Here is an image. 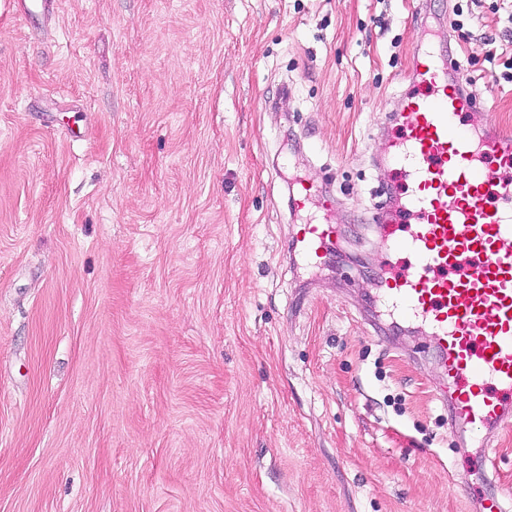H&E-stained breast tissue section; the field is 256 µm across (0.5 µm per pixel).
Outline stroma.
I'll list each match as a JSON object with an SVG mask.
<instances>
[{"mask_svg": "<svg viewBox=\"0 0 512 512\" xmlns=\"http://www.w3.org/2000/svg\"><path fill=\"white\" fill-rule=\"evenodd\" d=\"M431 40L511 57L512 0H0V512H477L512 487V428L484 466L432 336L373 303L411 261L371 225ZM504 71L467 90L512 129ZM313 221L317 266L288 250ZM334 228L331 224H306L301 238L295 242V248L300 244V252L315 260L326 259Z\"/></svg>", "mask_w": 512, "mask_h": 512, "instance_id": "35a3bbf8", "label": "stroma"}]
</instances>
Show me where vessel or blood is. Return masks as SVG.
<instances>
[{
    "instance_id": "1",
    "label": "vessel or blood",
    "mask_w": 512,
    "mask_h": 512,
    "mask_svg": "<svg viewBox=\"0 0 512 512\" xmlns=\"http://www.w3.org/2000/svg\"><path fill=\"white\" fill-rule=\"evenodd\" d=\"M410 74L425 92L402 116L404 135L387 153L410 179L404 197L376 218L384 250L414 262L379 283L393 321L431 330L438 359L455 386L453 421L488 430L512 426V133L480 118L462 93L453 52H414ZM408 224V236L395 233ZM329 224H309L306 257L329 254Z\"/></svg>"
}]
</instances>
